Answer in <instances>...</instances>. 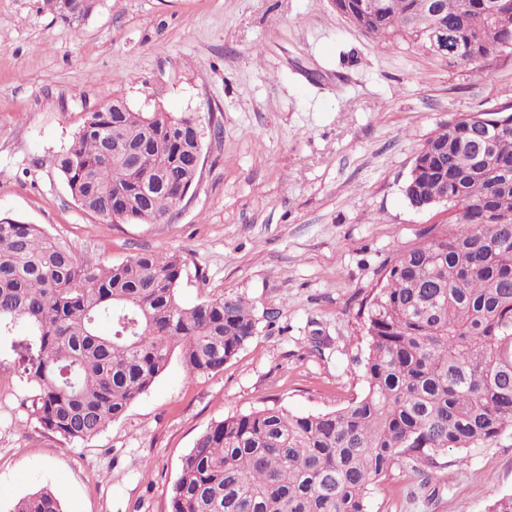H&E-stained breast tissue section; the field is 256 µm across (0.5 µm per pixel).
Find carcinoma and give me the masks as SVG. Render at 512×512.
<instances>
[{"instance_id": "cac0c4a2", "label": "carcinoma", "mask_w": 512, "mask_h": 512, "mask_svg": "<svg viewBox=\"0 0 512 512\" xmlns=\"http://www.w3.org/2000/svg\"><path fill=\"white\" fill-rule=\"evenodd\" d=\"M495 0H373L365 32L416 46L474 72L512 57V16ZM492 135L479 159L470 149ZM122 144L147 154L132 169ZM202 137L190 116L89 112L54 165L74 201L108 222L163 221L199 172ZM412 209L444 208L448 223L390 260L363 308L365 390L346 406L297 414L265 406L213 423L182 459L170 512H367L372 484L404 462L462 464L512 427V111L461 115L416 153L403 190ZM183 260L145 252L119 265L85 262L38 225L0 218V337L28 330L23 365L30 415L68 443L122 417L178 352L192 374L210 373L255 336L243 298L193 306L177 297ZM14 512H63L42 488Z\"/></svg>"}]
</instances>
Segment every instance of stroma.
<instances>
[{"instance_id":"1","label":"stroma","mask_w":512,"mask_h":512,"mask_svg":"<svg viewBox=\"0 0 512 512\" xmlns=\"http://www.w3.org/2000/svg\"><path fill=\"white\" fill-rule=\"evenodd\" d=\"M124 99L198 117L201 172L168 220L111 224L72 199L54 158L87 112ZM512 103V60L482 74L370 39L330 0H98L79 23L0 0V218L39 225L88 263L179 253L178 298L249 301L255 336L223 370L180 357L98 436L65 443L30 415L25 329L0 339V512L42 487L64 512H170L183 457L214 422L362 394L358 308L442 209L403 195L419 145L459 115ZM431 481L403 464L368 512H487L512 494V428Z\"/></svg>"}]
</instances>
